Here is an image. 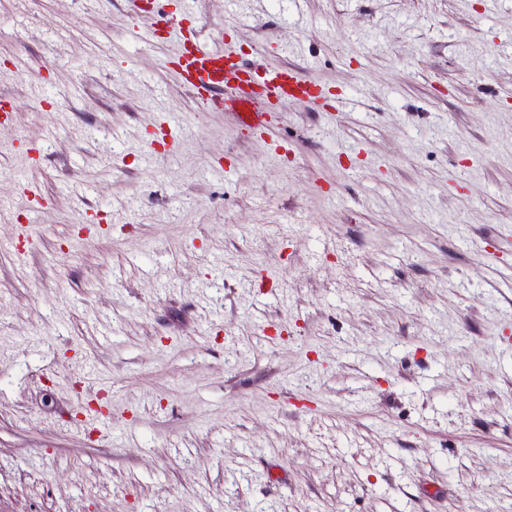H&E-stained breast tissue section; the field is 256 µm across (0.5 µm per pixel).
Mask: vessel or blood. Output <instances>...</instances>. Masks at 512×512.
Wrapping results in <instances>:
<instances>
[{
    "instance_id": "b4317fda",
    "label": "vessel or blood",
    "mask_w": 512,
    "mask_h": 512,
    "mask_svg": "<svg viewBox=\"0 0 512 512\" xmlns=\"http://www.w3.org/2000/svg\"><path fill=\"white\" fill-rule=\"evenodd\" d=\"M180 40L175 65L184 86L202 102L235 111L240 126L248 132L263 130L269 113L298 99L325 109L348 104L347 98L334 96L299 69L247 64L213 49L192 30ZM226 89L232 90L233 96L225 100L220 93Z\"/></svg>"
}]
</instances>
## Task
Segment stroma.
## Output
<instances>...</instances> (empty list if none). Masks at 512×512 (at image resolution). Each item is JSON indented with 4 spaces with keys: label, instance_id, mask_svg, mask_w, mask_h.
I'll use <instances>...</instances> for the list:
<instances>
[{
    "label": "stroma",
    "instance_id": "obj_1",
    "mask_svg": "<svg viewBox=\"0 0 512 512\" xmlns=\"http://www.w3.org/2000/svg\"><path fill=\"white\" fill-rule=\"evenodd\" d=\"M0 205V512H512V0H0ZM156 25L176 30L180 35L181 48L175 65L183 85L202 102L235 111L243 130H263L270 112H279L294 100L337 111L350 103L339 94L334 98L329 89L308 80L298 68L249 65L217 51L194 30L182 33L176 19L167 14L160 13ZM225 88L233 91L232 98L219 97Z\"/></svg>",
    "mask_w": 512,
    "mask_h": 512
}]
</instances>
